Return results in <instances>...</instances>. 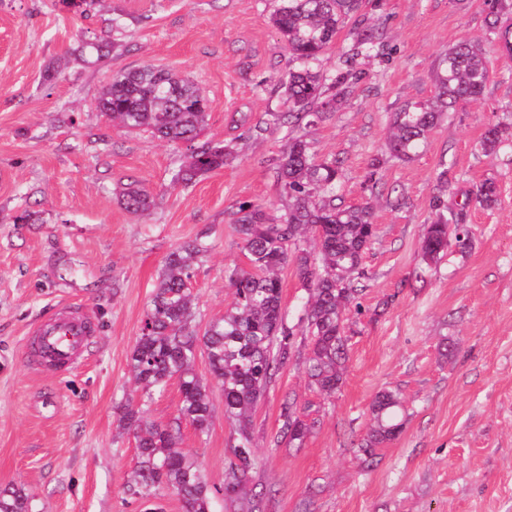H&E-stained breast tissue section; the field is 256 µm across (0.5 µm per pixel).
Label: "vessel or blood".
Segmentation results:
<instances>
[{
    "mask_svg": "<svg viewBox=\"0 0 512 512\" xmlns=\"http://www.w3.org/2000/svg\"><path fill=\"white\" fill-rule=\"evenodd\" d=\"M30 334L33 344L28 356L34 368L65 371L81 364L92 328L77 307L64 304L34 326Z\"/></svg>",
    "mask_w": 512,
    "mask_h": 512,
    "instance_id": "obj_1",
    "label": "vessel or blood"
}]
</instances>
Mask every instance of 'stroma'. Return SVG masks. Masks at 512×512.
Segmentation results:
<instances>
[{
  "instance_id": "obj_1",
  "label": "stroma",
  "mask_w": 512,
  "mask_h": 512,
  "mask_svg": "<svg viewBox=\"0 0 512 512\" xmlns=\"http://www.w3.org/2000/svg\"><path fill=\"white\" fill-rule=\"evenodd\" d=\"M276 0H109L79 15L61 0H0V489L20 488L33 512H144L128 495L133 437L116 405L134 394L129 358L157 274L180 243L212 249L192 280L194 324L223 316L234 294L227 267L246 266L233 227L242 203L276 214L285 198L271 159L284 131L281 85L290 55L269 17ZM493 0H363L384 58L336 112L307 128L318 156L341 162L343 205L373 206L378 236L365 259L361 312H348V359L332 397L313 392L308 352L294 357L255 407V479L225 496L235 432L212 390L209 431L183 427L181 446L212 487L213 512H512V61L497 58ZM111 39L112 57L84 65L82 40ZM481 41V98L451 110L412 159L387 158L390 115L436 93L438 64L461 40ZM146 64L197 83L209 104L206 141L233 143L236 160L187 185L172 177L188 154L143 131L113 127L95 101L112 72ZM382 159L372 173L374 159ZM149 189L153 207L129 213L119 183ZM493 180L497 202L474 192ZM463 210L466 252L425 260L434 200ZM81 305L95 334L83 364L41 372L25 357L35 322ZM400 400L401 433L366 463L359 445L376 395ZM312 424L302 447L277 438L285 404Z\"/></svg>"
}]
</instances>
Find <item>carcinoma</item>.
<instances>
[{
    "mask_svg": "<svg viewBox=\"0 0 512 512\" xmlns=\"http://www.w3.org/2000/svg\"><path fill=\"white\" fill-rule=\"evenodd\" d=\"M362 0H279L269 22L284 42L294 66L283 82L288 111L275 115L286 128L285 144L272 166L288 205L275 217L242 203L235 212L248 267H228L224 279L234 290L231 308L210 321L203 333L192 327L194 296L190 285L196 268L211 245L202 235L175 247L165 258L152 291L149 307L130 356L138 399L121 403L122 428L132 434L138 465L127 492L157 512L154 500L164 490L176 494L184 512H212L211 488L197 460L179 448L183 425L203 435L212 418L210 386L194 369L197 353L207 355L211 381L224 399V416L235 428L234 460L224 480V494H235L253 483L256 464L251 438L252 411L281 367L295 354V336L308 340L305 369L313 388L329 397L343 381L346 340L342 336L347 304L356 300L353 277L365 276L363 260L376 237L372 212L366 205L336 203L339 162L320 158L313 144L294 128L315 126L351 95L364 75L366 60L382 57L374 25L359 18ZM355 19L352 42L342 49L332 70L316 66L347 20ZM101 60L110 56L112 43L85 40L81 50ZM488 70L482 50L462 41L442 58L437 73L438 92L427 103H407L392 113L386 153L398 160L416 155L443 113L459 102L478 98ZM97 106L116 127L148 131L172 145L192 144L207 125L208 99L196 84L174 73L144 65L112 72ZM234 158V148L207 141L191 149L187 164L178 168L173 183H191L223 168ZM475 199L484 206L497 202V186L480 184ZM125 209L142 214L152 205L150 194L132 181L121 196ZM438 218L428 225L422 251L436 261L450 244L465 251L469 231L458 230L456 215L437 200ZM313 234L314 248L304 247ZM294 260L307 293L304 313L289 325L282 307L279 271ZM172 380L177 381L180 403L166 424L149 420V405ZM398 396L390 391L372 404L374 425L360 450L374 449L401 431L396 408ZM312 429L305 414L284 407L279 436L294 448L305 443ZM0 512H32L29 496L20 489L0 490Z\"/></svg>",
    "mask_w": 512,
    "mask_h": 512,
    "instance_id": "1",
    "label": "carcinoma"
}]
</instances>
